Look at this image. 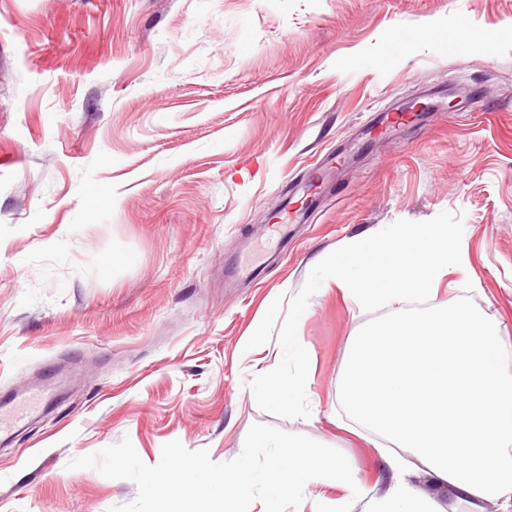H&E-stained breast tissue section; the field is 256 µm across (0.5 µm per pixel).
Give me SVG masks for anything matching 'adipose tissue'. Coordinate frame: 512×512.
Instances as JSON below:
<instances>
[{
  "instance_id": "ef3b65f1",
  "label": "adipose tissue",
  "mask_w": 512,
  "mask_h": 512,
  "mask_svg": "<svg viewBox=\"0 0 512 512\" xmlns=\"http://www.w3.org/2000/svg\"><path fill=\"white\" fill-rule=\"evenodd\" d=\"M464 259V244L447 225L406 224L371 241L353 240L323 265L319 287H337L361 309L393 310L355 338L342 389L356 423L389 442L379 451L390 470L383 491L359 481L348 460L320 459L304 445L265 435L259 445L273 459L262 472L246 456L220 478L186 461L175 471L145 473L144 495H163L174 510L187 498H219L223 512H237V499L254 483L272 498L315 483L340 495L312 512H350L355 501L365 512H439L414 487L424 475L448 499L493 502L499 512H512V372L502 365V324L464 305L433 303ZM423 299L431 308L405 310ZM395 446L412 449L415 463L392 455Z\"/></svg>"
}]
</instances>
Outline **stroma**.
Returning <instances> with one entry per match:
<instances>
[{"label":"stroma","mask_w":512,"mask_h":512,"mask_svg":"<svg viewBox=\"0 0 512 512\" xmlns=\"http://www.w3.org/2000/svg\"><path fill=\"white\" fill-rule=\"evenodd\" d=\"M406 224L459 233L438 300L503 321L512 370V0H0V401L44 393L0 432V512H167L144 473L260 471L266 434L374 482L340 389L390 311L316 279ZM237 257L260 284L227 283ZM288 330L304 365L274 357ZM261 368L302 374L300 404ZM260 396L283 403L284 397L288 396V406L293 407L303 393V381L300 376L287 378L269 374L261 377L258 384Z\"/></svg>","instance_id":"35a3bbf8"}]
</instances>
